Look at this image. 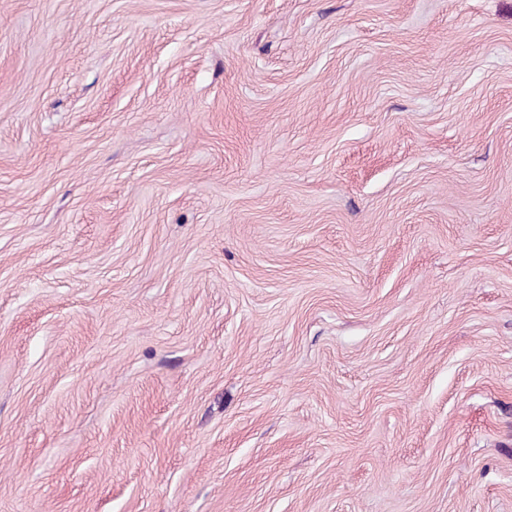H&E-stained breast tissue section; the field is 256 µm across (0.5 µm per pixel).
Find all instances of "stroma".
<instances>
[{
	"label": "stroma",
	"instance_id": "1",
	"mask_svg": "<svg viewBox=\"0 0 512 512\" xmlns=\"http://www.w3.org/2000/svg\"><path fill=\"white\" fill-rule=\"evenodd\" d=\"M0 512H512V0H0Z\"/></svg>",
	"mask_w": 512,
	"mask_h": 512
}]
</instances>
